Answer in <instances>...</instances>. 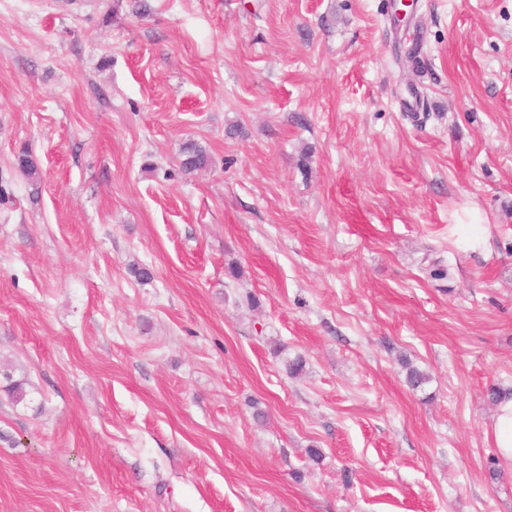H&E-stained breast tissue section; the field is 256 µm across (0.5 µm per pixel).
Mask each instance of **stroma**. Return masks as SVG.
<instances>
[{"label":"stroma","instance_id":"obj_1","mask_svg":"<svg viewBox=\"0 0 512 512\" xmlns=\"http://www.w3.org/2000/svg\"><path fill=\"white\" fill-rule=\"evenodd\" d=\"M392 4L0 0V512H512V0ZM493 429L500 455L512 461V397L499 402Z\"/></svg>","mask_w":512,"mask_h":512}]
</instances>
